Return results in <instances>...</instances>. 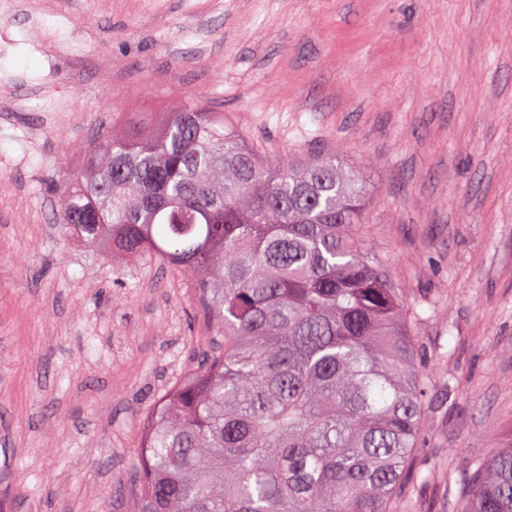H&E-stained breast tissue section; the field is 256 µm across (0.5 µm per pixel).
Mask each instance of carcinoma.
I'll use <instances>...</instances> for the list:
<instances>
[{
    "label": "carcinoma",
    "mask_w": 512,
    "mask_h": 512,
    "mask_svg": "<svg viewBox=\"0 0 512 512\" xmlns=\"http://www.w3.org/2000/svg\"><path fill=\"white\" fill-rule=\"evenodd\" d=\"M366 200L336 154L266 164L195 101L84 147L58 222L189 269L224 332L143 423L133 512H390L427 383ZM456 485L455 512H512V447Z\"/></svg>",
    "instance_id": "cac0c4a2"
}]
</instances>
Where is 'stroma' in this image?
<instances>
[{
    "label": "stroma",
    "instance_id": "35a3bbf8",
    "mask_svg": "<svg viewBox=\"0 0 512 512\" xmlns=\"http://www.w3.org/2000/svg\"><path fill=\"white\" fill-rule=\"evenodd\" d=\"M200 99L369 179L428 396L393 512L512 447V0H0V512H131L143 422L219 344L186 270L61 233L118 112Z\"/></svg>",
    "mask_w": 512,
    "mask_h": 512
}]
</instances>
